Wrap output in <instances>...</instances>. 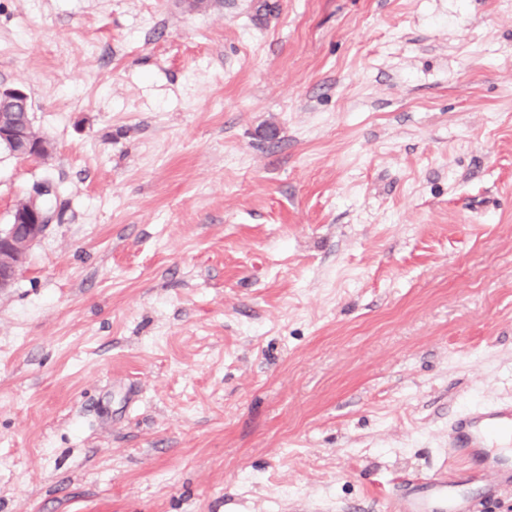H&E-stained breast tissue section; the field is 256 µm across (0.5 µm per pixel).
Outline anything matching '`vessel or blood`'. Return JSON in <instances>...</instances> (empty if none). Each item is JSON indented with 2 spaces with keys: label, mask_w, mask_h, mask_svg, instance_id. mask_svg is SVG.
<instances>
[{
  "label": "vessel or blood",
  "mask_w": 512,
  "mask_h": 512,
  "mask_svg": "<svg viewBox=\"0 0 512 512\" xmlns=\"http://www.w3.org/2000/svg\"><path fill=\"white\" fill-rule=\"evenodd\" d=\"M512 492V402L465 409L448 435V466L395 479L383 512H477V500Z\"/></svg>",
  "instance_id": "obj_1"
}]
</instances>
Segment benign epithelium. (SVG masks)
Returning <instances> with one entry per match:
<instances>
[{
    "instance_id": "benign-epithelium-1",
    "label": "benign epithelium",
    "mask_w": 512,
    "mask_h": 512,
    "mask_svg": "<svg viewBox=\"0 0 512 512\" xmlns=\"http://www.w3.org/2000/svg\"><path fill=\"white\" fill-rule=\"evenodd\" d=\"M29 95L21 87L0 86V104L26 106ZM0 145L13 149V153L27 161H42L48 153L44 151L43 138L29 134V126L4 123L0 113ZM49 187H37L28 199L17 206L11 214V222L0 228V292L11 287L19 267L24 263L30 245L42 238L53 220L42 197Z\"/></svg>"
}]
</instances>
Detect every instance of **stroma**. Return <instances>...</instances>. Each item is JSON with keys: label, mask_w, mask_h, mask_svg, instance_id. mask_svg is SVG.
I'll return each instance as SVG.
<instances>
[{"label": "stroma", "mask_w": 512, "mask_h": 512, "mask_svg": "<svg viewBox=\"0 0 512 512\" xmlns=\"http://www.w3.org/2000/svg\"><path fill=\"white\" fill-rule=\"evenodd\" d=\"M0 512H382L512 400V0H0ZM44 139L37 135L29 134V124L26 126H15L4 123L3 113H0V145L13 149V153L20 159L27 161H42L48 156L44 151ZM22 145V149L17 148ZM49 191L48 186L36 187L28 199L14 209L10 224L0 228V292L13 285L27 249L45 235L52 223L53 215L41 199ZM16 237H20L21 246L12 249ZM5 251L11 254L8 260H4Z\"/></svg>", "instance_id": "1"}]
</instances>
